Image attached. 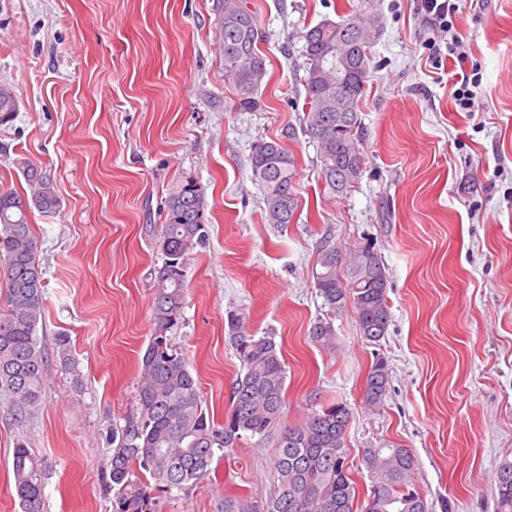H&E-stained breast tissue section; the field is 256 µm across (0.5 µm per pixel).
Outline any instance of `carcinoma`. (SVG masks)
Here are the masks:
<instances>
[{"instance_id": "obj_1", "label": "carcinoma", "mask_w": 512, "mask_h": 512, "mask_svg": "<svg viewBox=\"0 0 512 512\" xmlns=\"http://www.w3.org/2000/svg\"><path fill=\"white\" fill-rule=\"evenodd\" d=\"M215 11L224 75L237 92L235 107L257 112L267 68L256 17L246 0H216ZM344 37L350 34L343 22L332 20L300 35L306 73L304 132L316 143L324 183L333 195L356 187L366 162L360 102L371 53L357 56L359 76L346 75L336 53H356V41L344 43ZM17 110L14 90L0 84V124L11 121ZM16 165L30 192L0 190V267L5 272L0 289L8 304L0 313V389L10 393L16 421L23 423L41 399L47 371L37 336L45 305L43 277L29 215L35 209H57L60 198L46 173L26 160ZM251 169L262 190L265 220L292 223L298 207L295 155L277 141L259 140L252 146ZM206 206L204 193L193 180L178 184L165 201L164 224L156 242L163 263L154 278V328L140 362L139 416L121 433H112L116 448L103 466L112 512H156V499L140 471L149 473L165 492L182 490L209 476L214 459L224 457V450H232L245 437L263 438L277 428V489L260 501L226 495L224 512H429L411 478V450L390 443L365 451L371 489L366 503L358 505L347 461L352 413L346 403L324 405L301 423L280 428L286 387L281 349L273 334H254L241 317L228 319L229 343L242 367L232 386L231 408L217 421L204 407L198 380L169 333L184 322L186 267L207 235ZM365 250L364 255L357 250L347 254L325 236L318 243L311 274L323 306L336 315L352 302L360 336L379 346L391 322L388 276L382 256L370 245ZM309 335L318 346L336 349L331 318L318 319ZM389 377L386 359L376 356L365 381L368 406L384 405ZM12 472L21 512H44L45 470L22 444L14 448ZM497 512H512L509 460L497 472Z\"/></svg>"}]
</instances>
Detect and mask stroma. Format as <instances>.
I'll return each mask as SVG.
<instances>
[{
  "label": "stroma",
  "instance_id": "1",
  "mask_svg": "<svg viewBox=\"0 0 512 512\" xmlns=\"http://www.w3.org/2000/svg\"><path fill=\"white\" fill-rule=\"evenodd\" d=\"M215 0H0V83L19 98L0 125V189L23 191L26 158L57 185L59 207L30 220L43 272L42 397L24 424L0 392V512H20L12 453L46 468L45 512H111L102 464L114 429L138 415L139 364L153 333L162 208L185 179L203 189L208 237L186 269L185 323L173 331L216 420L241 364L229 315L271 332L287 370L283 425L339 400L352 418L348 462L359 496L365 449L393 442L415 459L432 512H497L495 474L512 460V0H461L456 30L481 69L483 104L456 109L457 60L432 67L434 29L419 0H371L380 31L360 104L366 169L329 193L303 132L304 28L341 21L360 0H248L264 34L260 112H240L215 31ZM277 140L297 162L292 224L267 223L250 155ZM372 244L389 276L379 350L353 308L336 349L308 331L326 310L311 278L317 245ZM69 340L62 367L56 337ZM386 358L390 390L368 409L365 379ZM277 435L247 437L209 477L157 497V512H224L228 495L268 498Z\"/></svg>",
  "mask_w": 512,
  "mask_h": 512
}]
</instances>
